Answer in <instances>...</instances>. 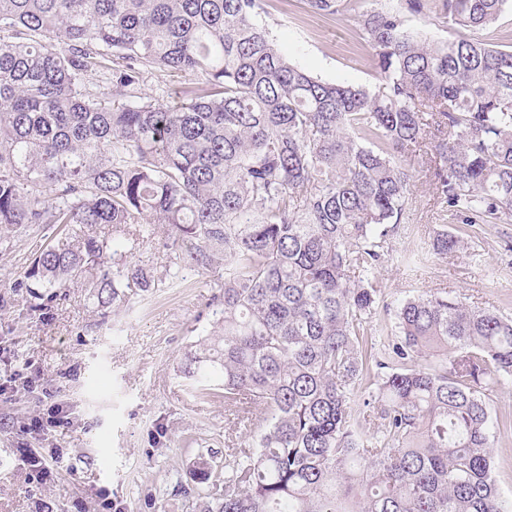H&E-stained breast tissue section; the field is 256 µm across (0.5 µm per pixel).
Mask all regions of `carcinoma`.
I'll list each match as a JSON object with an SVG mask.
<instances>
[{
	"instance_id": "1",
	"label": "carcinoma",
	"mask_w": 512,
	"mask_h": 512,
	"mask_svg": "<svg viewBox=\"0 0 512 512\" xmlns=\"http://www.w3.org/2000/svg\"><path fill=\"white\" fill-rule=\"evenodd\" d=\"M266 0H0V245L52 224L18 287L89 289L107 308L155 287L128 260L169 227L207 269L224 259L220 330L183 374L224 380L235 443L180 485L195 512H512L494 478L491 393L512 379V317L443 295L395 312L375 339L378 269L412 194L399 156L438 134L433 193L468 229L512 224V50L419 41L399 13L359 18L374 92L288 61L258 22ZM322 15L351 0H307ZM458 30L512 0H406ZM112 70L115 93L86 85ZM194 75L174 106L144 71ZM112 234L97 233L100 225ZM382 345L383 356L375 353Z\"/></svg>"
}]
</instances>
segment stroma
<instances>
[{
    "mask_svg": "<svg viewBox=\"0 0 512 512\" xmlns=\"http://www.w3.org/2000/svg\"><path fill=\"white\" fill-rule=\"evenodd\" d=\"M344 16L312 12L306 0H266L260 20L291 63L326 82L375 89L381 78L375 51L365 41L358 14L380 0H353ZM429 142L411 147L401 161L413 177V192L392 239L380 275L389 306L415 294L445 292L466 304L512 316V224L472 228L470 250L440 259L430 244L449 218L435 203L423 161ZM59 229L43 226L18 234L0 252V384L9 382L15 358L43 371L30 389L0 398V512H96L100 492L112 512H191L174 488L198 457L224 448V388L200 390L180 371L184 354L213 331V288L223 263L203 269L185 249H171L160 224L133 259L158 279V287L100 312L78 286L50 291L20 282L30 252L56 241ZM176 276L168 286L167 273ZM68 405L72 423L45 435L24 425L43 389ZM496 423L495 476L512 500V383L490 401ZM33 448L59 451L53 479L42 483L20 459Z\"/></svg>",
    "mask_w": 512,
    "mask_h": 512,
    "instance_id": "obj_1",
    "label": "stroma"
}]
</instances>
